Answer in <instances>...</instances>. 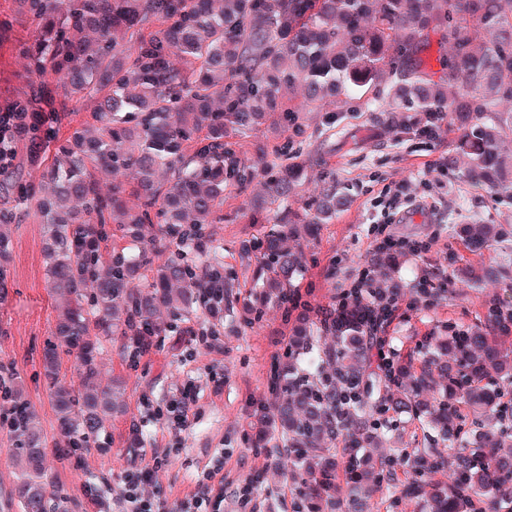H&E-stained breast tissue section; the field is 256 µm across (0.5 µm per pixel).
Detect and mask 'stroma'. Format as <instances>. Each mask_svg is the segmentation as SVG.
<instances>
[{
  "label": "stroma",
  "instance_id": "stroma-1",
  "mask_svg": "<svg viewBox=\"0 0 512 512\" xmlns=\"http://www.w3.org/2000/svg\"><path fill=\"white\" fill-rule=\"evenodd\" d=\"M5 19L11 26L0 33V100L28 90L15 45L29 37L31 28L18 18L15 0H0V20ZM336 125L356 131L367 147L326 154L330 131L318 118L309 120L300 151L317 163L303 178L292 210L308 214L313 198L332 183L348 190L350 201L304 242L299 289H311L310 301L320 308L334 306L336 291L352 286L384 227L425 246L419 255L398 259L402 307L387 332L388 346L404 353L420 348L437 325L463 329L483 321L487 302L505 290L491 282L473 288L453 278L465 250L452 227L478 220L502 225L512 235V199L475 189L458 171L442 168L451 134L419 135L405 113L365 112L360 100L351 99L339 104ZM402 183L412 206L395 214L392 224H383L389 192ZM259 192L255 184L246 194L225 199L224 221L214 227L218 255L235 272L244 295L256 262L241 254L240 242L257 231L244 212ZM43 246L42 225H14L8 293L0 300V375L22 385L45 436L57 512H122V474L155 456L162 464L146 490L165 512H175L213 471L224 487L222 512H243L240 491L246 486L254 512H293L298 486L283 477L278 450L257 445L249 419L255 403L269 400L270 369L288 348L290 325L274 306L233 332L225 331L222 319L190 316L139 355L123 337H100L101 380L107 385L121 379L125 411L108 421L87 453L61 455L62 435L42 364L56 321ZM438 268L450 274L445 291L431 306L414 304L413 286ZM186 389L191 392L188 424L178 430L167 423L166 404Z\"/></svg>",
  "mask_w": 512,
  "mask_h": 512
}]
</instances>
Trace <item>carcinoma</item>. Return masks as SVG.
Returning <instances> with one entry per match:
<instances>
[{
	"mask_svg": "<svg viewBox=\"0 0 512 512\" xmlns=\"http://www.w3.org/2000/svg\"><path fill=\"white\" fill-rule=\"evenodd\" d=\"M33 27L18 46L29 92L0 103V171L27 162L38 177L0 183V258L12 227L43 226L44 263L57 318L43 353L44 377L67 454L89 450L122 408L121 385L99 382L94 337L153 338L159 311L235 315L238 296L212 257V224L224 199L263 187L250 217L265 230L240 249L255 259L260 316L295 300L301 235L290 200L310 160L291 149L316 106L336 123L337 103L358 96L368 112L444 115L454 133L448 167L512 198V0H15ZM448 41L442 73L420 57L429 32ZM91 103L86 120L62 127L68 104ZM272 122L277 135L247 157L245 138ZM105 173L111 180L105 181ZM348 202L331 185L308 224H326ZM473 255L504 249L496 224H457ZM108 260L100 262L102 252ZM374 254H419L399 239ZM395 267L368 264L362 295L317 317L295 307L286 356L272 366L273 414L252 417L302 476L294 512H370L366 495L401 467L409 482L389 499L420 500L428 512H488L512 503V359L495 348L512 320L489 302L486 322L452 325L415 354L378 362L367 312L390 303ZM456 275L472 287L508 266L468 262ZM330 336L333 343L320 345ZM74 357L68 380L60 355ZM8 406L20 512H52L43 467L46 440L17 384L0 382ZM408 415L428 431L426 448L373 460L361 449L381 437L378 416ZM452 469L444 487L431 474Z\"/></svg>",
	"mask_w": 512,
	"mask_h": 512,
	"instance_id": "carcinoma-1",
	"label": "carcinoma"
}]
</instances>
